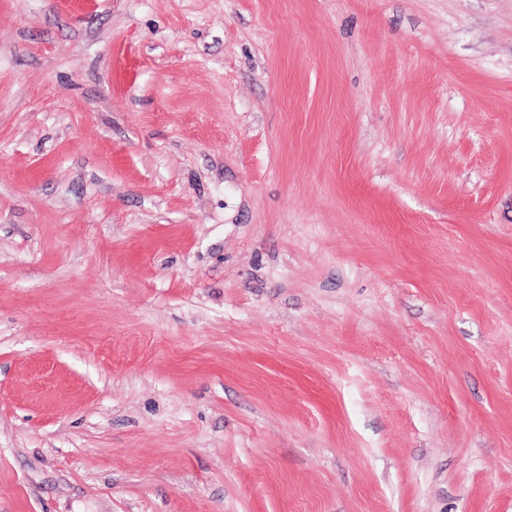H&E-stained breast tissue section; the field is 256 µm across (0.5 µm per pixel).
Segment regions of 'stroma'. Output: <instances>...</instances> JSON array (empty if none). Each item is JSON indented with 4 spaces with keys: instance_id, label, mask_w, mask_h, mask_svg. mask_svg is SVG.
Masks as SVG:
<instances>
[{
    "instance_id": "35a3bbf8",
    "label": "stroma",
    "mask_w": 512,
    "mask_h": 512,
    "mask_svg": "<svg viewBox=\"0 0 512 512\" xmlns=\"http://www.w3.org/2000/svg\"><path fill=\"white\" fill-rule=\"evenodd\" d=\"M0 512H512V0H0Z\"/></svg>"
}]
</instances>
